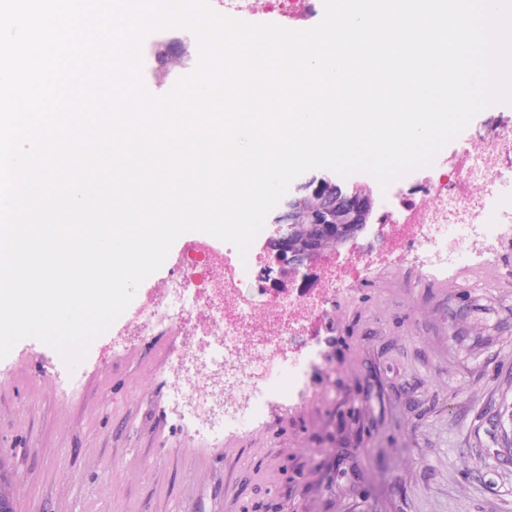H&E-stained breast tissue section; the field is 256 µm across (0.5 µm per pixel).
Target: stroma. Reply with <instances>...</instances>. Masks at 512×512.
Here are the masks:
<instances>
[{
	"label": "stroma",
	"mask_w": 512,
	"mask_h": 512,
	"mask_svg": "<svg viewBox=\"0 0 512 512\" xmlns=\"http://www.w3.org/2000/svg\"><path fill=\"white\" fill-rule=\"evenodd\" d=\"M182 246L75 369L33 338L0 359L15 512H512V242L440 270L359 241L381 259L327 305L306 398L209 436L168 397L169 330L123 336Z\"/></svg>",
	"instance_id": "1"
}]
</instances>
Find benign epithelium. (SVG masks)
Here are the masks:
<instances>
[{"mask_svg":"<svg viewBox=\"0 0 512 512\" xmlns=\"http://www.w3.org/2000/svg\"><path fill=\"white\" fill-rule=\"evenodd\" d=\"M330 180L312 178L284 201L286 212L277 214L272 223L277 225L275 235L269 239L263 252L276 266V277L272 279V288L276 294L285 291L286 283L296 278L302 271H310L327 251H338L372 232V217L375 201L365 187L355 188L336 201V206L323 204L330 191ZM296 212L309 223H316L324 232V238L310 242L297 249L293 246L286 224L288 213Z\"/></svg>","mask_w":512,"mask_h":512,"instance_id":"7a95c632","label":"benign epithelium"}]
</instances>
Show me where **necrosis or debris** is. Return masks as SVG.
I'll return each instance as SVG.
<instances>
[{
    "label": "necrosis or debris",
    "instance_id": "1",
    "mask_svg": "<svg viewBox=\"0 0 512 512\" xmlns=\"http://www.w3.org/2000/svg\"><path fill=\"white\" fill-rule=\"evenodd\" d=\"M476 140L481 152L473 169L429 178L401 197H387L379 220L391 226L389 250L416 253L426 266L448 267L488 252L489 241L512 223V119L497 117ZM424 197L430 206L421 205ZM493 206L499 209L496 223H478ZM233 263L229 255L218 262L188 252L183 275L154 290L128 326L144 340L160 323L174 321L181 342L170 361L171 387L202 427L217 416L245 425L264 405L259 381L277 383L286 371L302 377L291 354L304 343L312 315L346 283L333 260H326L321 286L274 297L259 314L225 277Z\"/></svg>",
    "mask_w": 512,
    "mask_h": 512
}]
</instances>
